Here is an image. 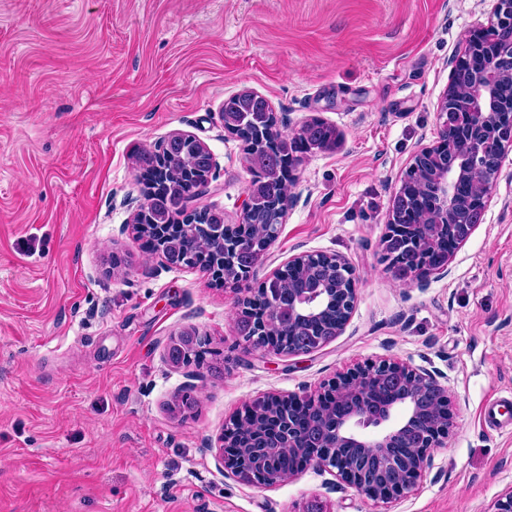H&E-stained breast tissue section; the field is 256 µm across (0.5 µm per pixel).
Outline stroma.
Wrapping results in <instances>:
<instances>
[{
  "instance_id": "stroma-1",
  "label": "stroma",
  "mask_w": 512,
  "mask_h": 512,
  "mask_svg": "<svg viewBox=\"0 0 512 512\" xmlns=\"http://www.w3.org/2000/svg\"><path fill=\"white\" fill-rule=\"evenodd\" d=\"M495 0H0V512H480L512 485V149L484 220L447 277L396 280L382 256L391 200L437 141L463 34ZM265 97L283 134L321 120L295 201L246 285L290 257L337 254L358 302L308 354L244 352L239 289L149 258L127 225L147 187L134 150L182 132L215 166L191 210L239 223L253 174L224 101ZM224 368L172 364L188 329ZM399 359L447 385L455 426L407 497L376 503L306 469L261 489L225 477L230 418L270 394L317 393ZM192 393L194 409L180 408Z\"/></svg>"
}]
</instances>
